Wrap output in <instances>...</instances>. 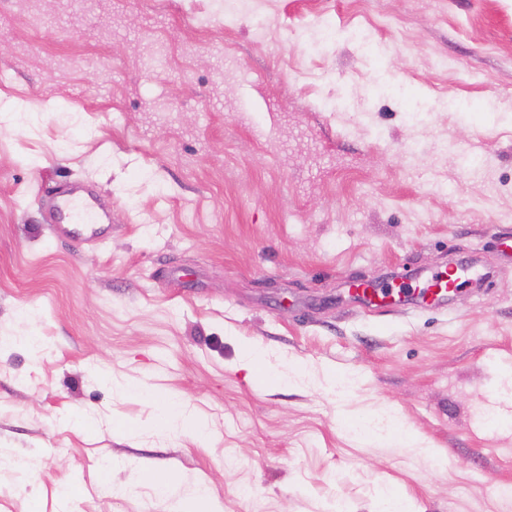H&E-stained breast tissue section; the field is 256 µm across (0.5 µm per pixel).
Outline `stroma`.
<instances>
[{
  "label": "stroma",
  "instance_id": "obj_1",
  "mask_svg": "<svg viewBox=\"0 0 512 512\" xmlns=\"http://www.w3.org/2000/svg\"><path fill=\"white\" fill-rule=\"evenodd\" d=\"M0 110V512H512V0H0ZM107 213V203L94 190L73 185L56 195L48 228L80 244L94 241L109 232ZM458 277L453 275L451 270H445L434 273L430 280L429 285L425 290V297L429 302L442 304L445 302V297L448 291L456 289L459 285ZM452 299V294H448V301Z\"/></svg>",
  "mask_w": 512,
  "mask_h": 512
}]
</instances>
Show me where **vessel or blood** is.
Segmentation results:
<instances>
[{
	"label": "vessel or blood",
	"instance_id": "vessel-or-blood-1",
	"mask_svg": "<svg viewBox=\"0 0 512 512\" xmlns=\"http://www.w3.org/2000/svg\"><path fill=\"white\" fill-rule=\"evenodd\" d=\"M107 213L106 202L94 190L73 185L56 195L48 227L53 234L77 243L90 242L106 233ZM457 282L452 271L434 273L425 294L431 302L444 303L448 291L456 289Z\"/></svg>",
	"mask_w": 512,
	"mask_h": 512
}]
</instances>
